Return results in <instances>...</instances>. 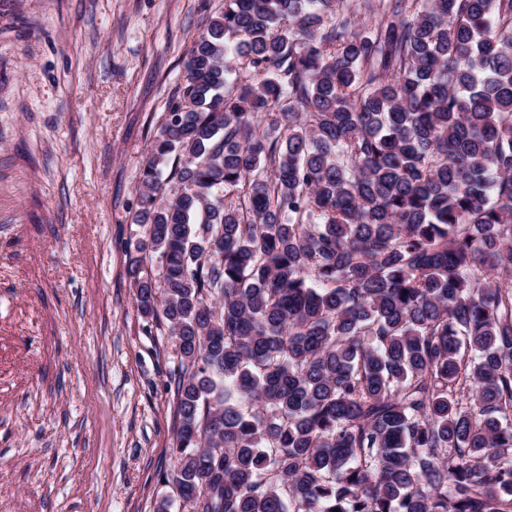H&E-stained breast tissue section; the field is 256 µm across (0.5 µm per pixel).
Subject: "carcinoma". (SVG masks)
<instances>
[{"label": "carcinoma", "instance_id": "1", "mask_svg": "<svg viewBox=\"0 0 512 512\" xmlns=\"http://www.w3.org/2000/svg\"><path fill=\"white\" fill-rule=\"evenodd\" d=\"M224 0L139 173L191 512H512V0Z\"/></svg>", "mask_w": 512, "mask_h": 512}]
</instances>
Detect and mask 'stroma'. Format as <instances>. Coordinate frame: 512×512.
I'll return each mask as SVG.
<instances>
[{
  "label": "stroma",
  "mask_w": 512,
  "mask_h": 512,
  "mask_svg": "<svg viewBox=\"0 0 512 512\" xmlns=\"http://www.w3.org/2000/svg\"><path fill=\"white\" fill-rule=\"evenodd\" d=\"M224 0H0V512H190L169 335L127 256L138 173Z\"/></svg>",
  "instance_id": "35a3bbf8"
}]
</instances>
